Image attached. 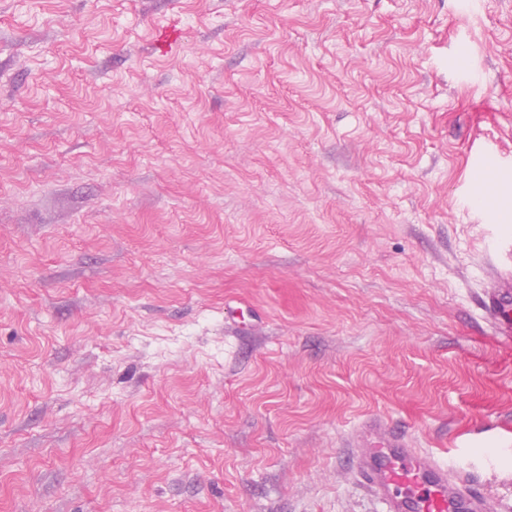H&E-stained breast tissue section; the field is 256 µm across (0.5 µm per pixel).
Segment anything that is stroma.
Segmentation results:
<instances>
[{
	"label": "stroma",
	"instance_id": "35a3bbf8",
	"mask_svg": "<svg viewBox=\"0 0 512 512\" xmlns=\"http://www.w3.org/2000/svg\"><path fill=\"white\" fill-rule=\"evenodd\" d=\"M490 149L512 0H0V512H379L371 415L512 502Z\"/></svg>",
	"mask_w": 512,
	"mask_h": 512
}]
</instances>
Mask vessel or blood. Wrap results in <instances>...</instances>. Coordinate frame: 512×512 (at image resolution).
Returning <instances> with one entry per match:
<instances>
[{
  "mask_svg": "<svg viewBox=\"0 0 512 512\" xmlns=\"http://www.w3.org/2000/svg\"><path fill=\"white\" fill-rule=\"evenodd\" d=\"M493 273L499 287L486 306L497 335L512 340V247L501 252ZM351 452L360 483L383 512H512L467 474L450 470L435 453L413 447L405 434L378 418L363 421Z\"/></svg>",
  "mask_w": 512,
  "mask_h": 512,
  "instance_id": "obj_1",
  "label": "vessel or blood"
}]
</instances>
